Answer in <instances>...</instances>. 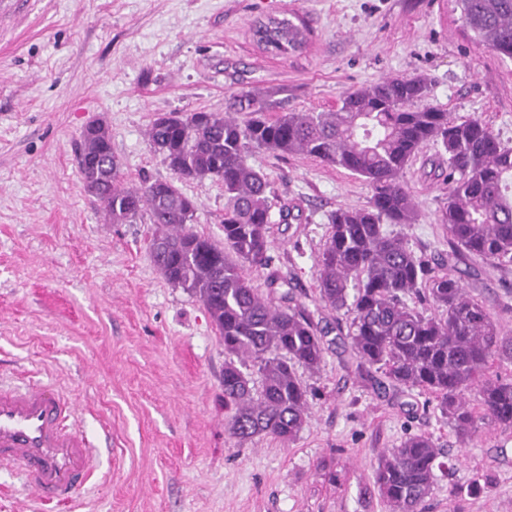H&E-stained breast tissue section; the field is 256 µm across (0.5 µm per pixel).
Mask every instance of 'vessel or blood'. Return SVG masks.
Here are the masks:
<instances>
[{
	"label": "vessel or blood",
	"mask_w": 512,
	"mask_h": 512,
	"mask_svg": "<svg viewBox=\"0 0 512 512\" xmlns=\"http://www.w3.org/2000/svg\"><path fill=\"white\" fill-rule=\"evenodd\" d=\"M0 465L17 469L40 502L71 498L92 482L96 450L75 403L47 384L0 382Z\"/></svg>",
	"instance_id": "obj_1"
}]
</instances>
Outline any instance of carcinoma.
I'll return each instance as SVG.
<instances>
[{
	"label": "carcinoma",
	"instance_id": "cac0c4a2",
	"mask_svg": "<svg viewBox=\"0 0 512 512\" xmlns=\"http://www.w3.org/2000/svg\"><path fill=\"white\" fill-rule=\"evenodd\" d=\"M465 27L499 55L512 57V0H457ZM303 30L273 19L258 42L276 55L303 44ZM430 81L422 76L386 77L347 92L328 112H282L243 92L241 111L171 112L156 117L147 134L179 178L209 179L224 187V244L190 229L195 202L174 182L127 186L112 136L103 124L81 135L78 171L86 190L113 224L149 214L156 232L154 262L168 283L195 295L224 339L225 422L240 444L270 436L295 440L309 414L307 388L296 367L319 370L328 327L320 326L288 279L270 276L268 292L250 272L271 266L270 224L275 195L267 176L249 158L264 150L279 158L304 156L342 168L369 184L360 209L328 216L319 253L318 301L344 312L336 322L358 368L381 374L376 389H422L468 442L491 422L512 427V376L488 367H512V336H504L487 307L451 273H434L389 224H413L418 207L404 180L408 166L431 142L444 155L433 172L448 182L439 221L448 232V260L480 258L512 264V148L503 146L479 117L457 121L428 105ZM288 286L279 298L274 285ZM431 308L434 314L426 315ZM257 368L253 392L248 366ZM432 434L419 431L378 458L374 484L391 512H423L435 470L452 469Z\"/></svg>",
	"mask_w": 512,
	"mask_h": 512
}]
</instances>
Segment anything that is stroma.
<instances>
[{"label":"stroma","instance_id":"obj_1","mask_svg":"<svg viewBox=\"0 0 512 512\" xmlns=\"http://www.w3.org/2000/svg\"><path fill=\"white\" fill-rule=\"evenodd\" d=\"M285 17L305 47L266 52L254 25ZM425 75L428 104L480 116L512 148V58L467 32L456 0H0V377L52 383L75 402L101 467L83 496L33 502L0 469V512H389L374 488L378 454L431 433L460 459L437 473L425 512H512V428L483 426L461 445L428 395L376 390L351 352L298 368L310 415L288 444H241L225 429L224 343L196 296L154 265L148 216L112 224L84 188L75 146L100 121L129 184L176 180L197 205L194 232L223 242L224 190L175 179L147 130L170 112H232L240 92L270 114L336 109L350 90ZM427 145L405 180L410 247L448 253L438 221L446 186ZM290 225L273 224L271 271L317 296L328 216L367 206L350 172L254 152ZM454 273L512 335V265L474 258Z\"/></svg>","mask_w":512,"mask_h":512}]
</instances>
